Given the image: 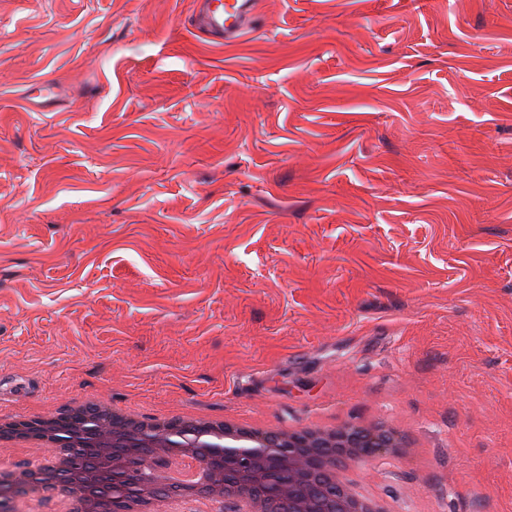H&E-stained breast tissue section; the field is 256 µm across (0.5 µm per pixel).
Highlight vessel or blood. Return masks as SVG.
I'll list each match as a JSON object with an SVG mask.
<instances>
[{
    "mask_svg": "<svg viewBox=\"0 0 512 512\" xmlns=\"http://www.w3.org/2000/svg\"><path fill=\"white\" fill-rule=\"evenodd\" d=\"M257 14V0H198L202 28L222 43L238 41Z\"/></svg>",
    "mask_w": 512,
    "mask_h": 512,
    "instance_id": "b4317fda",
    "label": "vessel or blood"
}]
</instances>
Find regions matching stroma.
I'll return each instance as SVG.
<instances>
[{"mask_svg":"<svg viewBox=\"0 0 512 512\" xmlns=\"http://www.w3.org/2000/svg\"><path fill=\"white\" fill-rule=\"evenodd\" d=\"M192 7L0 0V409L395 417L362 488L512 512V0ZM258 14L256 0H199L198 15L202 28L220 44L238 41Z\"/></svg>","mask_w":512,"mask_h":512,"instance_id":"35a3bbf8","label":"stroma"}]
</instances>
